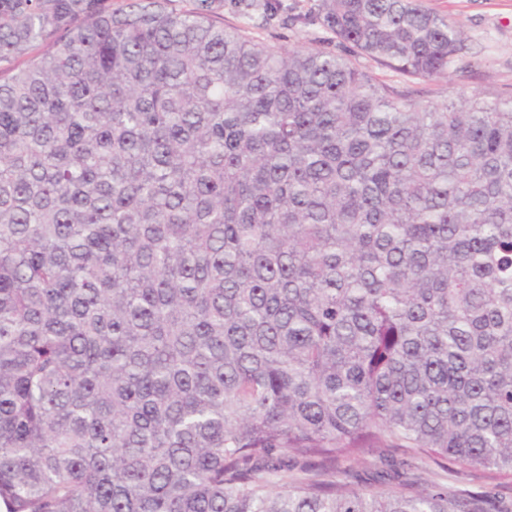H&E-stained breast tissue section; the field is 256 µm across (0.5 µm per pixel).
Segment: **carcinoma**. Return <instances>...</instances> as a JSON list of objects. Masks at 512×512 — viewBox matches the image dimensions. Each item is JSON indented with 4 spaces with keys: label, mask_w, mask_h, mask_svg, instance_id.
Listing matches in <instances>:
<instances>
[{
    "label": "carcinoma",
    "mask_w": 512,
    "mask_h": 512,
    "mask_svg": "<svg viewBox=\"0 0 512 512\" xmlns=\"http://www.w3.org/2000/svg\"><path fill=\"white\" fill-rule=\"evenodd\" d=\"M221 0H0L7 512H484L350 489L388 444L512 476V97L421 0H318L344 51ZM214 20L224 27H238L258 42L275 46L336 50V39L314 18L315 0H279L277 9H251L246 3L264 0H222Z\"/></svg>",
    "instance_id": "1"
}]
</instances>
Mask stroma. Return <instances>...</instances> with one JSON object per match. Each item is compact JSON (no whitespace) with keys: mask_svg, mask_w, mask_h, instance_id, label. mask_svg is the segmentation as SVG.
<instances>
[{"mask_svg":"<svg viewBox=\"0 0 512 512\" xmlns=\"http://www.w3.org/2000/svg\"><path fill=\"white\" fill-rule=\"evenodd\" d=\"M448 16L463 31L464 48L451 65L450 78L429 85L432 98L457 99L482 92L512 96V0H422ZM315 0H277L274 10L252 9L244 0H222L216 22L240 28L256 41L275 46L335 49L336 41L314 18ZM404 455L376 448L365 460L342 462L336 478L353 488L394 490V472L403 470ZM413 474L421 487H443L460 497L485 499L491 512L512 506V478H500L457 465L419 464Z\"/></svg>","mask_w":512,"mask_h":512,"instance_id":"stroma-1","label":"stroma"}]
</instances>
